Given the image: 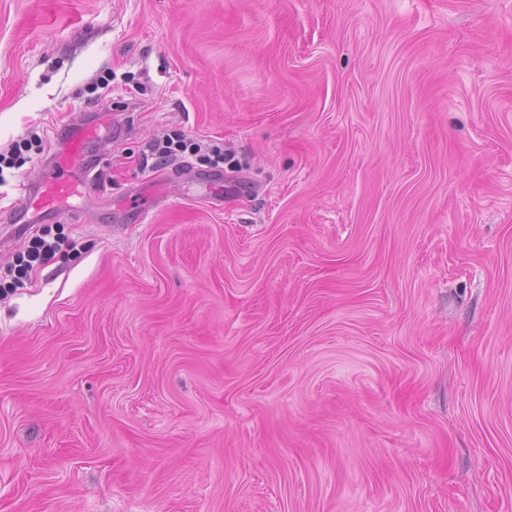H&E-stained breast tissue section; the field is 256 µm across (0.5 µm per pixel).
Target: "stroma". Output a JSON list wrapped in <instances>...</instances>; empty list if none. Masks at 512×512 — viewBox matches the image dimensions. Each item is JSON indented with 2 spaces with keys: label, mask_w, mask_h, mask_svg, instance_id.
<instances>
[{
  "label": "stroma",
  "mask_w": 512,
  "mask_h": 512,
  "mask_svg": "<svg viewBox=\"0 0 512 512\" xmlns=\"http://www.w3.org/2000/svg\"><path fill=\"white\" fill-rule=\"evenodd\" d=\"M87 123L0 512H512V0H0V196ZM186 151L189 155L196 157L198 161L218 167L224 163V154L220 149L210 150L204 146L202 141L188 139L180 133L162 132L145 144V148L141 154L143 165L153 168H164L175 164H187L181 160ZM207 151V152H206ZM42 138L37 134L31 135L30 138H23L21 140H17L8 145V148L3 152L0 151V184L4 181V176L1 175L4 172V168L11 169L16 165L17 160L21 159L25 160L23 157L22 147L26 149V151H30L33 148V143L36 144L35 148L38 154H42L44 149L42 148ZM42 148V149H41Z\"/></svg>",
  "instance_id": "stroma-1"
}]
</instances>
